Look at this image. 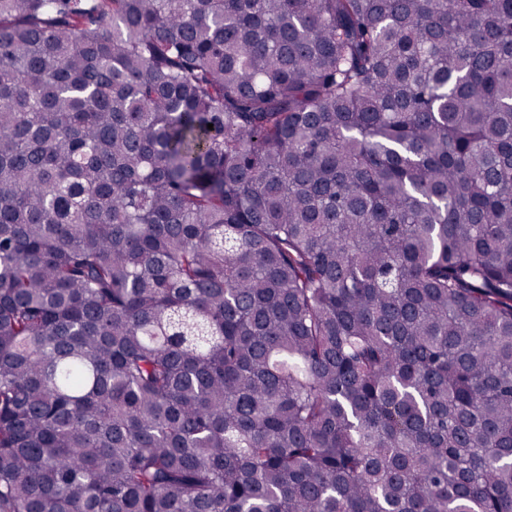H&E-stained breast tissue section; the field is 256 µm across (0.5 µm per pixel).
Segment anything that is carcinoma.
Listing matches in <instances>:
<instances>
[{"instance_id":"obj_1","label":"carcinoma","mask_w":512,"mask_h":512,"mask_svg":"<svg viewBox=\"0 0 512 512\" xmlns=\"http://www.w3.org/2000/svg\"><path fill=\"white\" fill-rule=\"evenodd\" d=\"M0 512H512V0H0Z\"/></svg>"}]
</instances>
